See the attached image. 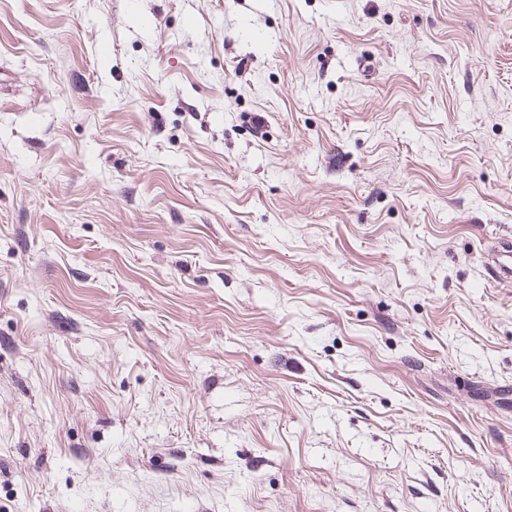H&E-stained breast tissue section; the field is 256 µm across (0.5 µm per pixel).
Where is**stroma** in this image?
Listing matches in <instances>:
<instances>
[{
    "instance_id": "1",
    "label": "stroma",
    "mask_w": 512,
    "mask_h": 512,
    "mask_svg": "<svg viewBox=\"0 0 512 512\" xmlns=\"http://www.w3.org/2000/svg\"><path fill=\"white\" fill-rule=\"evenodd\" d=\"M512 0H0V512H512ZM489 261L488 265L492 269L494 276L497 279H508L511 277L512 265H511V242H496L489 249ZM510 259V263H509Z\"/></svg>"
}]
</instances>
